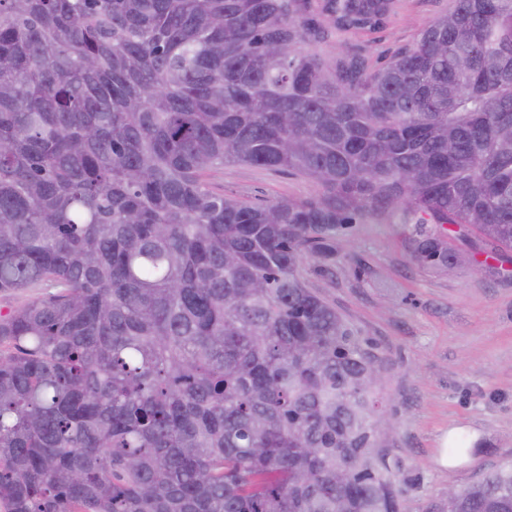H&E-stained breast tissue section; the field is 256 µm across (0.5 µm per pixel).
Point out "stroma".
<instances>
[{
  "mask_svg": "<svg viewBox=\"0 0 512 512\" xmlns=\"http://www.w3.org/2000/svg\"><path fill=\"white\" fill-rule=\"evenodd\" d=\"M451 0H399L374 32L327 37L305 49L323 58L339 50L368 64L413 42ZM225 195L251 204L317 193L310 180L271 170L228 165L211 178ZM398 220L370 219L341 231L349 246L306 277L344 315L381 359L374 395L392 433L384 460L401 490V512H425L512 460V257L497 259L500 275L477 264L431 271L410 256L413 232ZM459 454L448 455L454 441Z\"/></svg>",
  "mask_w": 512,
  "mask_h": 512,
  "instance_id": "obj_1",
  "label": "stroma"
}]
</instances>
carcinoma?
Listing matches in <instances>:
<instances>
[{"mask_svg":"<svg viewBox=\"0 0 512 512\" xmlns=\"http://www.w3.org/2000/svg\"><path fill=\"white\" fill-rule=\"evenodd\" d=\"M310 0H0L4 512H400L374 347L309 287L369 218L512 252V0L369 72ZM398 0H321L340 39ZM319 192L249 204L226 165ZM426 512H512V461Z\"/></svg>","mask_w":512,"mask_h":512,"instance_id":"1","label":"carcinoma"}]
</instances>
